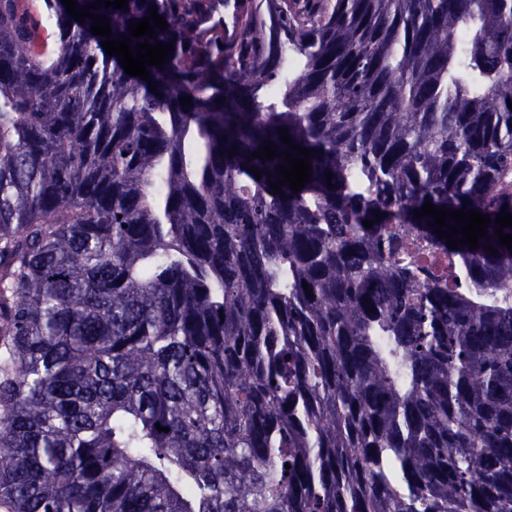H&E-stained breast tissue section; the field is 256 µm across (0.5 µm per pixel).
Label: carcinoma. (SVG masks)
<instances>
[{"mask_svg": "<svg viewBox=\"0 0 512 512\" xmlns=\"http://www.w3.org/2000/svg\"><path fill=\"white\" fill-rule=\"evenodd\" d=\"M26 2L0 0V507L512 512V0H238L228 42L225 0L92 10L121 40L157 7L153 91ZM280 128L315 150L296 194L251 157ZM426 202L489 215L480 247Z\"/></svg>", "mask_w": 512, "mask_h": 512, "instance_id": "1", "label": "carcinoma"}]
</instances>
